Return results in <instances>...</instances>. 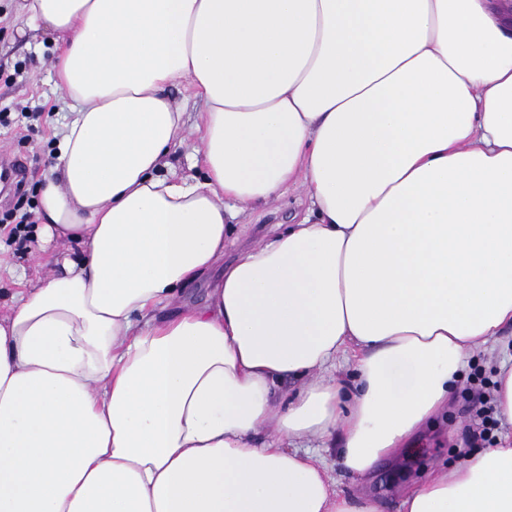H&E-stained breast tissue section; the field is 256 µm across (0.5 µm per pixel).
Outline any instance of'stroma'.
<instances>
[{
    "label": "stroma",
    "instance_id": "35a3bbf8",
    "mask_svg": "<svg viewBox=\"0 0 512 512\" xmlns=\"http://www.w3.org/2000/svg\"><path fill=\"white\" fill-rule=\"evenodd\" d=\"M17 0H0V113H9L13 125L0 126V153L22 158L30 168L20 189L0 184V213L14 206L38 205L41 176L57 141L56 135L72 113L64 106L63 93L52 69L54 36L46 29L29 28L17 12ZM307 203L301 189L293 188L269 204L235 217V243L224 251L232 259L238 249L267 242L275 224H295ZM71 251L67 241H36L28 248L0 247V313H6L18 287H32L45 278L52 260ZM512 360V335L495 337L491 346L476 350L468 359L456 385L447 414L424 427L410 453L380 462L365 478L332 466L330 474L339 489L382 502L384 512H399L404 483L420 478L432 465L457 464L467 454L484 449L476 438L470 415L471 377L474 369L493 376L495 368Z\"/></svg>",
    "mask_w": 512,
    "mask_h": 512
}]
</instances>
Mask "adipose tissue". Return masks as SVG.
<instances>
[{
	"label": "adipose tissue",
	"instance_id": "adipose-tissue-1",
	"mask_svg": "<svg viewBox=\"0 0 512 512\" xmlns=\"http://www.w3.org/2000/svg\"><path fill=\"white\" fill-rule=\"evenodd\" d=\"M19 10L58 34L73 112L39 235L81 252L0 315V512H383L331 465L396 457L512 326V0ZM185 82L205 106L192 180L170 160ZM297 184L306 216L165 314L223 264L229 207ZM400 510L512 512V435ZM222 274V268L220 266L215 267L211 270L208 277L204 278L201 282L189 287L185 295L172 302L165 310V313H172L179 307L184 305H196L203 306L207 299L208 289L212 288L213 283L219 279Z\"/></svg>",
	"mask_w": 512,
	"mask_h": 512
}]
</instances>
